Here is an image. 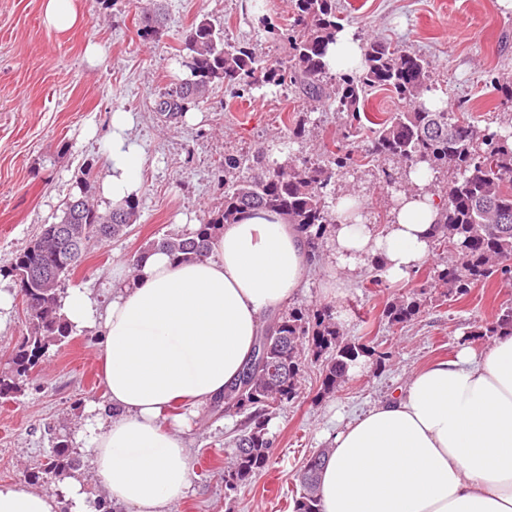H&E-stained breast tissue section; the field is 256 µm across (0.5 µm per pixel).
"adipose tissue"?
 Returning a JSON list of instances; mask_svg holds the SVG:
<instances>
[{
    "mask_svg": "<svg viewBox=\"0 0 512 512\" xmlns=\"http://www.w3.org/2000/svg\"><path fill=\"white\" fill-rule=\"evenodd\" d=\"M133 113L114 111L103 155L102 198L139 196L144 152L129 134ZM396 200L388 224L336 209L327 294L338 296L369 261L398 281L432 251L439 216L427 167ZM313 255L297 225L258 211L225 225L209 255L176 262L151 253L135 277L98 306L69 290L73 329L98 331L107 400L88 403L73 445L91 450L95 482L130 512H170L192 485L175 429L177 406L223 396L243 371L266 317L301 289ZM322 512H512V335L484 353L463 347L413 374L404 392L379 401L326 437ZM0 512H91L72 477L62 495L0 481Z\"/></svg>",
    "mask_w": 512,
    "mask_h": 512,
    "instance_id": "obj_1",
    "label": "adipose tissue"
}]
</instances>
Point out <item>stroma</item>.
<instances>
[{
	"mask_svg": "<svg viewBox=\"0 0 512 512\" xmlns=\"http://www.w3.org/2000/svg\"><path fill=\"white\" fill-rule=\"evenodd\" d=\"M167 34L161 42L137 35L139 14L152 0H75L82 21L67 31L46 25L42 0H0V267H8L41 225L55 222L77 194L79 167L92 163L103 175V146L110 114H135L130 134L145 153L139 217L121 238L92 244L66 288H88L100 303L112 297L118 275L128 274L137 252L150 240L201 223L224 201L220 168L225 155L264 148L269 162L308 156L322 141L340 137L335 106L305 101L297 89L262 86L235 97L216 86L194 117L166 121L154 112L159 93L186 78L181 65L187 33L201 20L223 28L229 41L250 45L262 58H284V41L263 31L259 19L276 26L291 21V0H163ZM343 27L360 38H380L407 47L432 64L431 80L449 111L471 117L479 128H496L512 113L497 83L512 80V11L498 0H336ZM100 55L88 61L85 49ZM305 135L285 144L289 128ZM338 194L362 198L372 223L385 224L397 198L371 166L331 185ZM330 242L293 305H326L350 339L389 352L384 363H367L332 395H321V364L307 363L299 398L269 425L270 464L233 498L224 495V465L244 417L199 409L181 430L192 465L193 492L171 512H291L295 474L303 460L325 447L324 432L338 428L386 395L404 388L413 373L448 358L460 347L481 353L492 340L479 331L512 304V279L472 288L459 301L430 302L405 327L382 318L386 302L415 289L435 267L451 259L433 252L416 273L401 281L373 284L371 272L354 279L338 297L324 293L323 264ZM11 298L0 312V366L27 334L24 305L12 278L0 279ZM95 333L73 332L51 347L29 383L0 403V481L39 492L57 483L40 479L41 464L57 437L74 433L87 403L103 400Z\"/></svg>",
	"mask_w": 512,
	"mask_h": 512,
	"instance_id": "obj_1",
	"label": "stroma"
}]
</instances>
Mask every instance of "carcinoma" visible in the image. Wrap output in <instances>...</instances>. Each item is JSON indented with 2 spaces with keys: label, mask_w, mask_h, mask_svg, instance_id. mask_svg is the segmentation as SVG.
<instances>
[{
  "label": "carcinoma",
  "mask_w": 512,
  "mask_h": 512,
  "mask_svg": "<svg viewBox=\"0 0 512 512\" xmlns=\"http://www.w3.org/2000/svg\"><path fill=\"white\" fill-rule=\"evenodd\" d=\"M292 2L288 54L274 64L263 63L254 49L228 42L222 29L200 21L185 38L181 64L187 78L160 93L154 111L176 120L206 101L217 85L241 95L263 85L289 84L308 98H328L343 114L346 141L352 143L369 131L366 157L377 163L378 175L387 184L407 181V169L416 165L428 166L435 180L444 184L440 219L432 227L433 240L453 255L449 264L434 273L435 283L444 288L443 296L458 301L479 283L512 278V266L507 264L512 259V115H504L499 129L490 131L460 120L453 112L430 109L422 101L431 86L430 62L386 41L365 40L359 68L334 76L333 84H328V45L341 29L336 0ZM137 34L151 42L165 36L160 9L140 14ZM376 90L392 91L413 101L414 107L381 122H365L361 109ZM352 164V151L335 143L323 145L314 158L285 163L270 164L260 151L227 154L222 209L189 232L148 242L133 266L157 250L178 262L203 257L210 252L218 230L257 210L285 217L313 244L325 238L336 223L335 204L328 201L327 188L349 174ZM79 190L83 203L77 205L76 197H71L58 221L42 225L4 270L19 288L28 290L31 301H23L29 334L0 371L1 399L20 392L49 347L71 337L72 328L61 312V294L87 246L125 235L137 220L139 200L135 198L107 211L94 205L90 163L82 167ZM62 224L80 240V250L73 257L63 250L64 242L57 234ZM427 288L424 283L388 301L383 310L388 323L403 326L418 316L427 303ZM504 333L512 335V306L486 324L480 335ZM259 344L262 355H252L247 363L248 378L240 379L223 398L224 412H248L244 428L232 439L235 454L224 467V488L233 493L268 466L272 445L268 423L299 397L306 361L321 362V391L329 395L346 383L350 370L362 359L374 357L379 363L386 359V353L345 337L325 307L288 309L267 323ZM327 453L322 448L305 460L293 512H322L318 477ZM77 469L74 448L64 437L49 451L42 475L57 480Z\"/></svg>",
  "instance_id": "obj_1"
}]
</instances>
